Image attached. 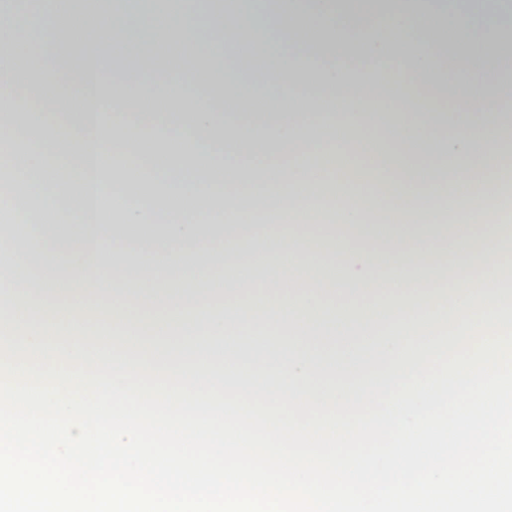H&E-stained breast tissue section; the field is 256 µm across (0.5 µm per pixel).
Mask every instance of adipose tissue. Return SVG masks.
Here are the masks:
<instances>
[{
	"mask_svg": "<svg viewBox=\"0 0 512 512\" xmlns=\"http://www.w3.org/2000/svg\"><path fill=\"white\" fill-rule=\"evenodd\" d=\"M28 2L29 15L46 13V23L26 25L15 8L0 9V167L21 180L20 191L0 198V209L13 217L0 225V258L29 273L25 289L0 296V316L12 317L11 329L0 335L5 343L56 348L92 363L129 356L125 343L135 340L145 350L129 356L131 366L176 374L233 365L262 376L389 375L453 349L471 325L512 313L511 290L477 296L462 286L473 275L487 281L512 275L504 258L506 223L483 221L490 201L512 218V193L501 180L512 169V142L497 132L496 107L512 68V24L499 23V0H483L470 13L449 11L445 0H278L271 25L281 44L270 47L261 67L270 89L263 112L236 85L212 82L207 95L192 99L144 81L147 72H222L196 35L195 0H176L165 21L146 19L138 0H128L120 10L87 9L78 25L75 0ZM431 13L440 14L441 28L425 22ZM208 23L233 66H256L253 44L243 36L251 24L248 7L228 10L224 0H213ZM458 25L465 41H445L442 28ZM29 37L43 49L24 52ZM145 37L161 53H133ZM103 43L112 48L108 63L127 73L125 82L109 86L99 79L94 49ZM307 57L321 67L304 70ZM59 71L72 74L82 111L58 110L60 96L48 79ZM308 80L317 96L298 97L297 87ZM145 100L165 108L136 111ZM228 101L245 120L225 124ZM307 131L323 146L354 140L362 171L289 160ZM155 142L169 150L142 169L141 179L161 183L160 193L126 188L125 171L143 157L144 144ZM273 153L279 161H270ZM248 161L255 168L245 201L234 188ZM358 173L394 213L386 232L366 223L354 197L338 202L323 191ZM456 173L461 188L449 202L403 186L407 180L437 184ZM274 201L283 219L296 207L305 221L301 232L257 237L249 214ZM447 202L465 223L423 222ZM215 239L223 248H209ZM131 240L156 262H131L119 249ZM244 246L286 253L290 261L271 267L259 286L249 264L224 260L226 251ZM444 247L454 263L441 281L434 271ZM382 256L391 272L380 281L374 266ZM410 257L421 277L408 272ZM189 297L196 305L190 313ZM451 306L464 315L452 326L445 317ZM103 308L124 331L109 343L89 342L80 328ZM273 318L300 341L340 331L389 334L361 353L304 348L275 357L263 329ZM243 322L247 338L233 340L234 324ZM65 325L73 334L63 341ZM186 335L197 345L178 352L166 343Z\"/></svg>",
	"mask_w": 512,
	"mask_h": 512,
	"instance_id": "1",
	"label": "adipose tissue"
}]
</instances>
